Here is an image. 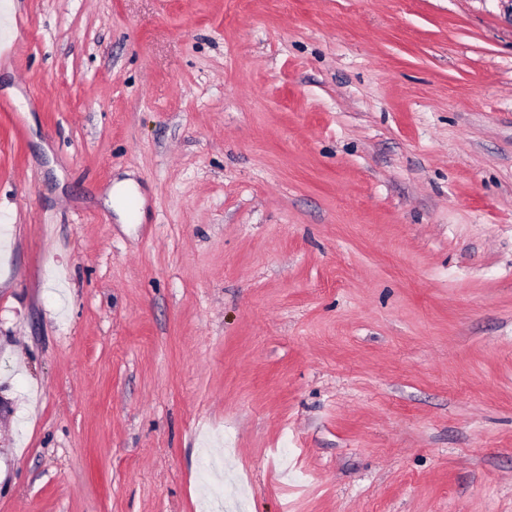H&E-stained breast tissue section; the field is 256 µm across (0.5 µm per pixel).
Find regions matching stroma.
Returning <instances> with one entry per match:
<instances>
[{"mask_svg":"<svg viewBox=\"0 0 512 512\" xmlns=\"http://www.w3.org/2000/svg\"><path fill=\"white\" fill-rule=\"evenodd\" d=\"M0 42V512H198L206 457L226 512H512V0H0Z\"/></svg>","mask_w":512,"mask_h":512,"instance_id":"35a3bbf8","label":"stroma"}]
</instances>
